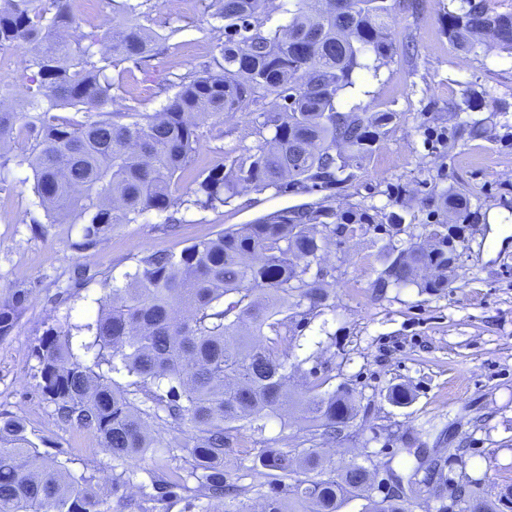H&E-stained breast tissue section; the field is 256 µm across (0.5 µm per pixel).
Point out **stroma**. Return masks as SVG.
Returning <instances> with one entry per match:
<instances>
[{
  "mask_svg": "<svg viewBox=\"0 0 512 512\" xmlns=\"http://www.w3.org/2000/svg\"><path fill=\"white\" fill-rule=\"evenodd\" d=\"M450 0H401L389 20L396 55L378 77H366L339 100L390 112L394 119L355 179L327 191H248L214 210L174 209L175 225L150 213L116 225L100 244L81 248V224H53L34 207L33 173L0 172V304L16 289L27 301L8 335L0 337V416L21 418L40 451L90 477L109 494L111 455L90 430L57 423L42 390L35 349L48 328L66 331L94 321L97 298L123 283L138 257L180 252L226 228L262 220L281 209L323 204L339 214L396 213L398 224H357L337 233L321 264L330 306L294 322L288 352L293 381L322 383L359 397L348 436H311L296 417L271 419L263 433L241 426L224 456V478L240 488L242 512H256L271 477L259 457L266 448H321L336 467L357 461L372 472L370 496L382 500L392 475L411 477V512H462L457 493L495 502L512 512V53L485 44L470 53L452 48L444 23ZM163 51L126 79L125 103L142 112L168 101L159 83L195 75L216 56L220 34L200 0H147ZM29 48L0 50V87L26 95ZM248 108L200 125L180 195L201 172L254 148L258 115ZM462 196L467 215L454 223L459 238L445 288H372L386 245L424 238L438 214L441 191ZM410 392L408 404L385 398L389 387ZM444 462L446 489L436 494L414 469L416 456Z\"/></svg>",
  "mask_w": 512,
  "mask_h": 512,
  "instance_id": "35a3bbf8",
  "label": "stroma"
}]
</instances>
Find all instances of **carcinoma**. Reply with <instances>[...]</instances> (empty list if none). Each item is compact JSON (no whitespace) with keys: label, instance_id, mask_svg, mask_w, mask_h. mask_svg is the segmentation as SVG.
I'll use <instances>...</instances> for the list:
<instances>
[{"label":"carcinoma","instance_id":"1","mask_svg":"<svg viewBox=\"0 0 512 512\" xmlns=\"http://www.w3.org/2000/svg\"><path fill=\"white\" fill-rule=\"evenodd\" d=\"M221 22L217 70L184 76L160 112L135 106L114 110L125 75L156 51L157 33L143 3L123 0L103 33L76 39L82 19L68 0H0V49L27 44L32 87L17 106L0 104V169L13 163L33 172L35 201L51 223L83 220V245L109 237L118 224L187 203L216 209L247 191L331 190L355 178L375 152L391 112L338 109L340 96L369 73L376 77L392 58L387 19L397 0H288L285 23L265 27V0H203ZM448 12L449 43L472 52L489 34L512 53V12L492 13L486 0H459ZM117 75H112L113 70ZM285 101L284 111L261 113L267 132L259 145L230 164L209 171L192 198L176 195V181L198 150L200 122L241 111L256 95ZM72 109L80 119L57 115ZM26 134L28 148L12 155L4 145ZM467 203L439 195V221L424 239L388 245L385 266L372 288L448 286V215ZM364 211L341 216L325 205L282 209L255 224L228 228L178 253L151 252L124 273L122 288L96 300L90 333L79 348L54 327L37 356L42 390L56 418L97 434L122 470L112 474V495L136 512L188 510L243 512L237 490L224 480V454L232 433L246 422L263 432L272 416L295 412L321 435L334 438L357 415L352 392H319L309 383L301 397L288 394L289 323L329 307L321 261L336 229L369 224ZM338 228H330L331 224ZM26 300L22 289L0 304V336L12 329ZM130 378L126 384L113 375ZM164 420L189 430L185 455L170 474L141 495L136 467L167 447L149 422ZM263 467L288 491L265 495L262 512H338L371 487L367 467L350 463L336 474L318 448H268ZM0 512H112L84 475L47 459L23 423L0 417ZM363 512H410L404 492Z\"/></svg>","mask_w":512,"mask_h":512}]
</instances>
